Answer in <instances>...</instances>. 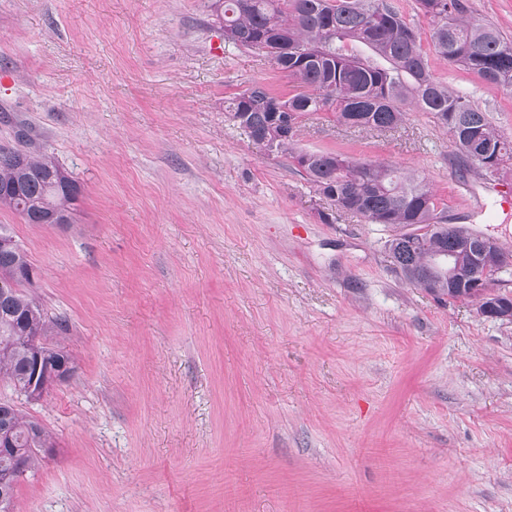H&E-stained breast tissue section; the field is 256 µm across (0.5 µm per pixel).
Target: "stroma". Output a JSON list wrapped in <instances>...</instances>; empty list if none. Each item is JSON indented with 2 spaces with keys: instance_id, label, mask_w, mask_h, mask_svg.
I'll return each mask as SVG.
<instances>
[{
  "instance_id": "stroma-1",
  "label": "stroma",
  "mask_w": 512,
  "mask_h": 512,
  "mask_svg": "<svg viewBox=\"0 0 512 512\" xmlns=\"http://www.w3.org/2000/svg\"><path fill=\"white\" fill-rule=\"evenodd\" d=\"M428 60L512 139L511 92ZM255 83L293 90L205 0H0V148L26 131L81 186L68 224L0 208L75 366L37 401L0 380L55 442L14 512H512V323L405 283L401 227L337 212L226 121ZM297 145L416 170L512 251L427 113L320 112Z\"/></svg>"
}]
</instances>
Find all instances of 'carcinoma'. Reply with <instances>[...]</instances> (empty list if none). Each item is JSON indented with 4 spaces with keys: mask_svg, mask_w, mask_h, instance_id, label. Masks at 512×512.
Listing matches in <instances>:
<instances>
[{
    "mask_svg": "<svg viewBox=\"0 0 512 512\" xmlns=\"http://www.w3.org/2000/svg\"><path fill=\"white\" fill-rule=\"evenodd\" d=\"M430 21L429 41L436 54L477 75L483 82L512 92V42L492 25L469 17L460 0H418ZM208 11L224 23V42L264 50L273 37L288 42V50L272 58L292 81L294 91L282 97L255 83L225 102V117L256 145L273 129L276 106L294 117V131L276 145L302 170L310 187L333 199L340 213L363 217L368 224L413 226V246L388 244L395 271L409 284L435 279L436 297L471 300L470 288L448 292V273L437 270L446 253L454 270L464 276L478 261L473 245L442 228L440 202L424 177L395 165L357 161L336 153L297 147L303 120L318 112H333L347 127L395 130L406 112L428 113L448 130L464 170L474 168L489 181L512 170V139L500 135L487 113L470 97L448 87L429 69L417 26L407 22L391 0H207ZM362 44L372 56L351 51ZM491 143L494 152L482 163L470 153L474 143ZM39 148L30 139L0 149V205L19 214L28 224H55L70 220L79 201L78 182L50 156H35ZM31 267L19 246L0 251V377L14 391L26 386L32 372V345L46 336L49 325L65 330L62 320H51L25 292L29 281L15 272ZM31 420L9 401H0V433L10 443L0 454V474L8 468L21 472L37 468L41 459L32 448H52L49 431L36 438Z\"/></svg>",
    "mask_w": 512,
    "mask_h": 512,
    "instance_id": "1",
    "label": "carcinoma"
}]
</instances>
